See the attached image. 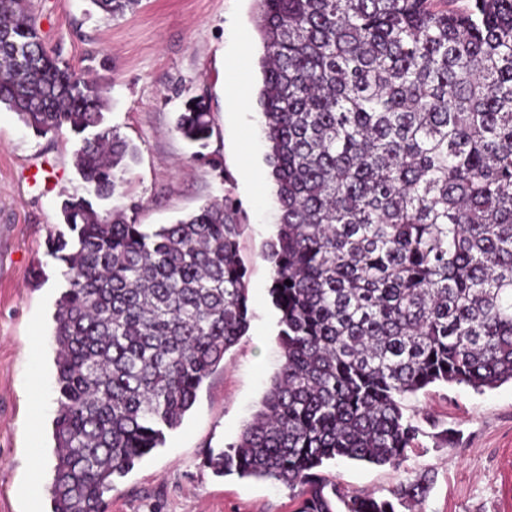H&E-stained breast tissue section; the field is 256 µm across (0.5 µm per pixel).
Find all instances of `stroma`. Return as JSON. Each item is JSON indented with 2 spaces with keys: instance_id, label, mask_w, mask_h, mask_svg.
<instances>
[{
  "instance_id": "1",
  "label": "stroma",
  "mask_w": 512,
  "mask_h": 512,
  "mask_svg": "<svg viewBox=\"0 0 512 512\" xmlns=\"http://www.w3.org/2000/svg\"><path fill=\"white\" fill-rule=\"evenodd\" d=\"M46 46L105 90L107 126L135 145L122 202L156 226L209 201L242 210L250 327L206 379L182 425L105 494L104 512H293L287 487L214 475L209 451L236 441L282 364L265 244L276 232L274 183L256 103L263 53L255 0H140L108 16L89 0H30ZM205 105L212 134L197 149L176 129L186 100ZM69 131L36 135L0 110V512H51L53 346L63 266L46 248L63 193H83ZM422 433L404 469L339 460L324 474L351 494L388 495L405 470L434 482L408 512H512V383L477 392L435 384L405 400ZM40 495H30L34 483Z\"/></svg>"
}]
</instances>
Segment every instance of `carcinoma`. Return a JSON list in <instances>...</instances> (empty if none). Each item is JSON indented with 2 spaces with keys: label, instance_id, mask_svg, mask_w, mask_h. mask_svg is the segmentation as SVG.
Instances as JSON below:
<instances>
[{
  "label": "carcinoma",
  "instance_id": "cac0c4a2",
  "mask_svg": "<svg viewBox=\"0 0 512 512\" xmlns=\"http://www.w3.org/2000/svg\"><path fill=\"white\" fill-rule=\"evenodd\" d=\"M114 17L139 0H91ZM257 104L280 217L266 256L284 363L217 474L299 489L295 512H398L319 473L402 466L404 399L435 383L512 382V0H258ZM66 127L86 194L49 231L59 407L52 512H102L114 478L162 447L249 328L231 196L151 227L119 194L135 148L103 126V88L45 47L28 0H0V108ZM177 129L211 136L186 103ZM291 284H285V281Z\"/></svg>",
  "mask_w": 512,
  "mask_h": 512
}]
</instances>
